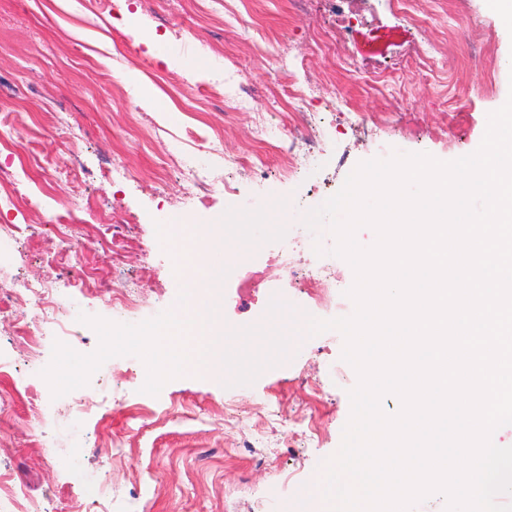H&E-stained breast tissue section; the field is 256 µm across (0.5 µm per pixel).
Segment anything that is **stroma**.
<instances>
[{"label":"stroma","mask_w":512,"mask_h":512,"mask_svg":"<svg viewBox=\"0 0 512 512\" xmlns=\"http://www.w3.org/2000/svg\"><path fill=\"white\" fill-rule=\"evenodd\" d=\"M122 20L99 17L83 0H0V111L9 114V147L0 146V168L25 170L38 191L45 167L59 173L40 208L19 196L0 232V291L22 279L52 285L60 303L47 325L39 303L26 318L44 334L38 368L54 342L89 354L99 340L78 322L79 313L137 324L174 309L184 284L155 225L181 220L212 226L220 239L206 255L252 257L272 275L285 307L271 312L260 301L224 296L235 275L215 289L217 314L234 328L277 327L290 354L249 385L215 387L183 376L159 395L143 393L147 371L135 356L114 357L94 372L81 395L96 401L92 414L71 411L72 397L44 394L43 419L18 414L0 432V470L11 473L41 512H312L308 496L321 463L334 455L350 416L349 389L358 376L341 359L343 335L304 334L305 316L331 319L353 314L346 292L354 272L333 255L328 229L303 223L310 209L342 187L360 162L393 153L426 152L454 160L479 148L487 116L512 94V28L504 27L488 0H415L411 15L390 10L388 0H153ZM437 42L448 66H418L409 91L394 81L421 40ZM286 54L288 67L271 75V55ZM247 66L242 84L226 91L248 106L227 110L212 99L213 80ZM137 71L166 100L156 111L142 103L137 86L124 82ZM319 85L310 119L297 123L282 93L289 84ZM194 95L178 98L183 83ZM368 122L348 124L346 112ZM264 113L272 143L264 175L225 164L260 144L255 115ZM74 125L76 143L62 140L59 119ZM317 137L322 149L301 173L281 166L290 130ZM219 138L224 153H208L205 139ZM120 154L135 173L115 180L105 169ZM212 171L215 186L187 198L180 163ZM236 187L225 200L224 186ZM67 214L78 249L62 265L47 263L56 248L54 219ZM296 242L290 259L296 275L278 279L270 253ZM336 272V300L315 304L318 286L306 279L310 263ZM106 281L140 287L134 309H113L109 296L77 287L83 270ZM313 422L314 441L291 433L290 421ZM49 439L42 455L32 442ZM275 449L278 467L264 464ZM292 475L282 482L281 472ZM110 482L109 496L95 486Z\"/></svg>","instance_id":"obj_1"}]
</instances>
